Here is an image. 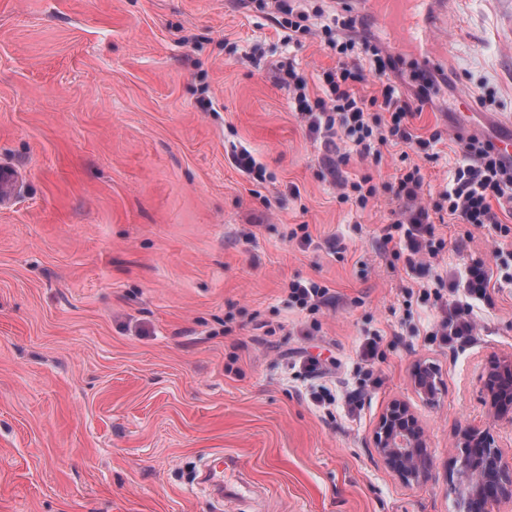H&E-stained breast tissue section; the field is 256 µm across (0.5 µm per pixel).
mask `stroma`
Listing matches in <instances>:
<instances>
[{
	"label": "stroma",
	"mask_w": 512,
	"mask_h": 512,
	"mask_svg": "<svg viewBox=\"0 0 512 512\" xmlns=\"http://www.w3.org/2000/svg\"><path fill=\"white\" fill-rule=\"evenodd\" d=\"M303 5L315 32L297 43L260 0H0V167L17 174L0 207V512H459V431L483 424L512 459V427L481 394L490 361L512 358V238L436 224L445 247L415 273L383 243L398 167L419 166L435 203L465 158L454 133L512 115V0L427 14L434 45L405 46L392 78L446 77L413 121L444 139L431 158L352 159L377 187L363 210L338 202L275 66L294 59L317 92L336 65L318 29L364 2ZM236 148L264 180L236 168ZM301 224L311 245L291 235ZM475 261L491 298L478 336L451 349L418 293ZM297 279L333 304L293 306ZM373 334L377 386L325 415L290 363L319 357L324 382L352 391ZM419 362L437 371L434 401L412 385ZM395 399L425 433L419 485L373 446ZM230 455L236 493L219 502L205 470Z\"/></svg>",
	"instance_id": "stroma-1"
}]
</instances>
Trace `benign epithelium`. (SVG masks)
Returning <instances> with one entry per match:
<instances>
[{
  "mask_svg": "<svg viewBox=\"0 0 512 512\" xmlns=\"http://www.w3.org/2000/svg\"><path fill=\"white\" fill-rule=\"evenodd\" d=\"M481 380L488 415L512 426V403L504 400L512 393V359L491 362ZM413 381L426 399L435 398L438 381L431 367L416 366ZM373 443L385 466L403 484L419 485L428 478L424 431L403 402L389 404L376 426ZM454 450L456 481L463 489V512H504L503 506H512V463L485 428L466 426Z\"/></svg>",
  "mask_w": 512,
  "mask_h": 512,
  "instance_id": "7a95c632",
  "label": "benign epithelium"
}]
</instances>
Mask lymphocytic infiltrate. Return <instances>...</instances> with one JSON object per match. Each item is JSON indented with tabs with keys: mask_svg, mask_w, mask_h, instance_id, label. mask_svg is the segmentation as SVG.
Masks as SVG:
<instances>
[{
	"mask_svg": "<svg viewBox=\"0 0 512 512\" xmlns=\"http://www.w3.org/2000/svg\"><path fill=\"white\" fill-rule=\"evenodd\" d=\"M324 33L338 63L323 71L320 94H309L306 77L293 63L280 64L279 69L288 79L295 111L311 133L323 137L325 166L334 179L337 199L363 209L375 198L377 188L369 178L345 176L343 169L352 158L363 162L379 159L385 146L424 150L440 141L442 134L436 131L427 139L416 134L413 120L431 96L419 91L414 98H406L394 82L388 81L395 59L381 52L366 22L350 17L325 27ZM373 78L382 82L378 94L360 95L358 86ZM374 107L385 117L373 125L368 113ZM461 143L467 162L456 169L451 186L441 193L438 203L425 204V181L419 166L400 169L388 185L394 197L406 203L408 215L388 225L384 240L395 243L396 254L407 271L423 269L444 246L443 239L435 235L433 215L445 214L460 224L476 229L490 227L502 237L512 236V161L499 155L491 137L470 134ZM491 280L490 269L476 262L466 267L460 280H449L447 288L424 290V299L446 309L435 330L442 344L463 345L476 335L479 325L474 304L489 300Z\"/></svg>",
	"mask_w": 512,
	"mask_h": 512,
	"instance_id": "f902f5d3",
	"label": "lymphocytic infiltrate"
}]
</instances>
